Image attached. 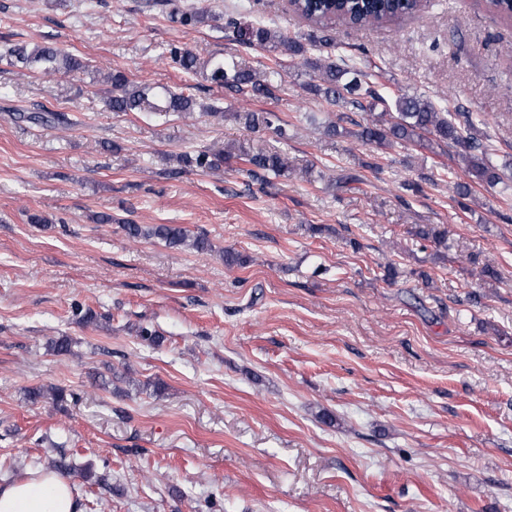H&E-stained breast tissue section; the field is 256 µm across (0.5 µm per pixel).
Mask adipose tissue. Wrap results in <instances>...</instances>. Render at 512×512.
Returning <instances> with one entry per match:
<instances>
[{
	"label": "adipose tissue",
	"instance_id": "1",
	"mask_svg": "<svg viewBox=\"0 0 512 512\" xmlns=\"http://www.w3.org/2000/svg\"><path fill=\"white\" fill-rule=\"evenodd\" d=\"M0 512H81L72 480L55 471L28 470L0 484Z\"/></svg>",
	"mask_w": 512,
	"mask_h": 512
}]
</instances>
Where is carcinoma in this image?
Wrapping results in <instances>:
<instances>
[{"label": "carcinoma", "instance_id": "carcinoma-1", "mask_svg": "<svg viewBox=\"0 0 512 512\" xmlns=\"http://www.w3.org/2000/svg\"><path fill=\"white\" fill-rule=\"evenodd\" d=\"M169 7L168 18L184 28H194L204 22L206 14L179 0H162ZM422 0H294V12L310 27L304 35H287L264 20L251 21L240 12L224 14V37L249 49L258 48L267 53L288 57V66L304 68L312 73L313 82L308 89L331 105L348 104L362 112H372L378 105L385 106L371 123L360 126L354 136L365 144L387 148L395 143L425 146L430 149L453 148L464 172L479 183L496 186L503 182L500 169L490 160L483 133L479 126L485 124L481 112H451L428 98L400 94L390 96L376 88L370 75L342 57L321 53L323 48H333L332 31L342 23L355 29H366L392 22L405 15H415L421 10ZM167 54L172 62L186 72L199 67V58L190 49L172 45ZM5 56L14 66L39 68L46 73L68 74L86 68V64L70 54L56 49L29 44H15ZM204 67L210 79L225 90L243 97H276L280 90L281 62L268 68L265 78L259 70L236 53L222 59L212 58ZM107 83L110 95L105 106L114 112H132L152 106V100L161 99L155 106L158 112H192L195 101L182 92L167 90L162 94L148 83H133L121 70H108ZM204 112L217 120L228 118L242 125L251 133L271 130L285 137L286 122L275 112H225L209 106ZM32 123H52L69 126L70 119L63 112L34 113L26 116ZM248 165L246 173L253 179H263L273 174L285 176L293 173L288 155L277 150L250 152L239 149ZM232 155L201 149L185 153L180 160L189 167L200 170L217 169ZM132 237H155L171 247L187 246L197 252L212 250L210 240L203 235L192 236L177 224H159L144 228L128 224Z\"/></svg>", "mask_w": 512, "mask_h": 512}]
</instances>
